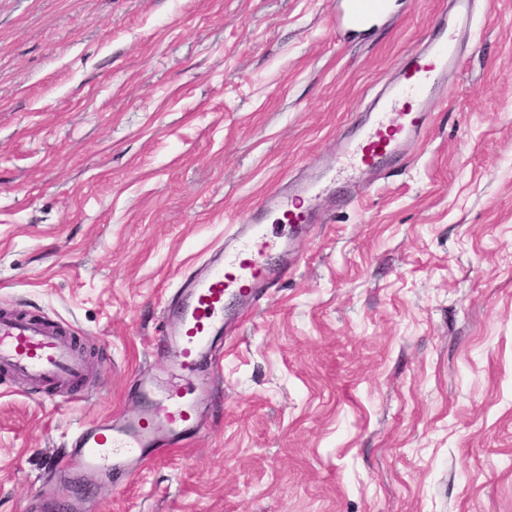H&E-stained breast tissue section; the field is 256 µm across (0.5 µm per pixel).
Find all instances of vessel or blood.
<instances>
[{
    "label": "vessel or blood",
    "instance_id": "1",
    "mask_svg": "<svg viewBox=\"0 0 512 512\" xmlns=\"http://www.w3.org/2000/svg\"><path fill=\"white\" fill-rule=\"evenodd\" d=\"M474 0H456L453 19L440 22L441 34L424 51L403 63L397 82L376 98L361 135L346 143L341 169L346 183L377 173L403 147L417 140L429 120L428 101L459 62V38L472 18ZM385 6L384 0H347L341 17L350 28L366 26ZM320 181L300 184L294 192L269 194L262 209L237 226L220 245V261L194 282L167 313L175 324L172 336L158 341V355L175 379L164 393L139 382V409L129 417H107L72 432L65 451L54 457V473L104 478L122 488L149 458H163L184 445L202 427L198 402L207 392L201 377L204 357L224 345L228 327L226 303L233 297H255L259 288L284 276L268 258L288 253L283 229L309 222L302 200L317 196ZM279 225V232L268 229ZM86 370L78 350L65 344L58 326L21 314L0 313V376L21 378L46 392L76 384Z\"/></svg>",
    "mask_w": 512,
    "mask_h": 512
}]
</instances>
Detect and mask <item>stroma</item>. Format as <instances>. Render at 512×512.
Returning a JSON list of instances; mask_svg holds the SVG:
<instances>
[{
    "mask_svg": "<svg viewBox=\"0 0 512 512\" xmlns=\"http://www.w3.org/2000/svg\"><path fill=\"white\" fill-rule=\"evenodd\" d=\"M0 0V309L60 324L88 396L0 379V512L81 423L165 390V305L289 179L335 169L449 0ZM294 243L202 430L95 512H512V0H475L423 138ZM384 2L383 0H347V7L340 23L350 28H362L373 16L383 10Z\"/></svg>",
    "mask_w": 512,
    "mask_h": 512,
    "instance_id": "obj_1",
    "label": "stroma"
}]
</instances>
